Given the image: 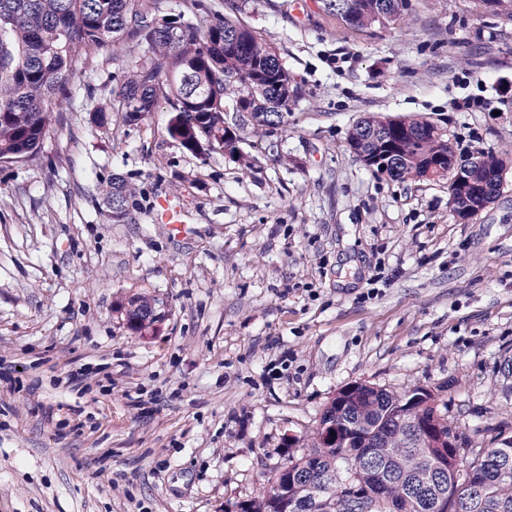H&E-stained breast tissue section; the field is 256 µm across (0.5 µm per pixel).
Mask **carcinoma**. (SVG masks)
<instances>
[{
	"label": "carcinoma",
	"instance_id": "1",
	"mask_svg": "<svg viewBox=\"0 0 512 512\" xmlns=\"http://www.w3.org/2000/svg\"><path fill=\"white\" fill-rule=\"evenodd\" d=\"M323 10L350 30H364L383 18L399 17L408 0H349L347 13L338 0H320ZM136 37L146 45L145 59L124 75L112 110L99 109L103 125L109 113L134 125L153 111L160 99L171 108L169 136L191 154H202L203 134L218 133L228 141H244L240 125L224 111L225 100L241 97L244 108L279 123L288 104L302 88L282 64L276 48L229 15L206 25L191 20L148 19L143 0H0V162H35L58 121L56 100L67 92L83 52L110 41ZM187 73L190 81L179 76ZM265 86L253 99L250 90ZM402 160L374 174L395 179H423L430 166L448 169L455 150L448 137L441 144L432 137L391 132ZM448 154L437 160L440 153ZM131 189L122 177L112 176L108 202L126 207ZM154 300L137 294L124 308L128 328L140 333L149 327ZM424 399L415 405L445 437L440 452L421 440L399 415L404 396L381 387L359 384L345 408L333 398L324 408L319 427L307 449L274 471L262 491L241 505V512H281V500L296 512H351L342 488L373 486L375 469L385 474L377 501L369 512H389L388 502L399 501L407 512H437L438 494L457 497L459 512H512V437H504L482 457L465 448L448 417L434 404L433 394L417 388ZM338 432L337 446L328 447L323 433ZM369 451V459L353 470L349 455ZM483 472V488L473 493L464 484L456 458Z\"/></svg>",
	"mask_w": 512,
	"mask_h": 512
}]
</instances>
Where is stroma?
<instances>
[{
  "label": "stroma",
  "mask_w": 512,
  "mask_h": 512,
  "mask_svg": "<svg viewBox=\"0 0 512 512\" xmlns=\"http://www.w3.org/2000/svg\"><path fill=\"white\" fill-rule=\"evenodd\" d=\"M236 2L303 89L263 137L245 124L254 168L183 150L164 102L93 123L129 38L88 51L37 163H0V512H240L355 383L432 390L459 442L512 436V169L459 223L447 181L347 146L380 114L512 157V9L408 0L358 32L318 0ZM164 198L189 235L154 221ZM127 306H124L125 317L128 328L135 333H142L143 330L149 327L155 319L145 323L148 317L153 316V307L155 303L146 295L137 294L130 297L127 301Z\"/></svg>",
  "instance_id": "obj_1"
}]
</instances>
